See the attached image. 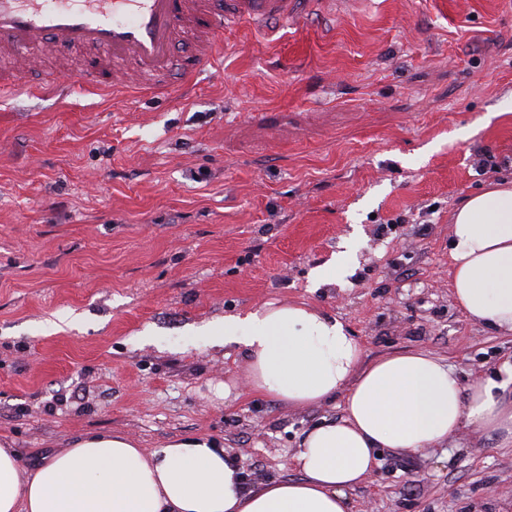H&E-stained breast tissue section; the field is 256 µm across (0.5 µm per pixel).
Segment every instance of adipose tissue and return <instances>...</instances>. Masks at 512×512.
<instances>
[{
	"instance_id": "1",
	"label": "adipose tissue",
	"mask_w": 512,
	"mask_h": 512,
	"mask_svg": "<svg viewBox=\"0 0 512 512\" xmlns=\"http://www.w3.org/2000/svg\"><path fill=\"white\" fill-rule=\"evenodd\" d=\"M454 298L473 322L512 333V182H494L451 216ZM212 345L242 346L248 385L288 407L344 394L343 414L306 431L296 480L245 485L223 445L206 437L147 453L126 434L82 437L24 469L0 444V512H350L347 493L380 449L413 453L473 429L512 447V362L462 385L424 350L364 363L344 323L300 302H268L211 324Z\"/></svg>"
}]
</instances>
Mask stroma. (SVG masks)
I'll list each match as a JSON object with an SVG mask.
<instances>
[{"mask_svg": "<svg viewBox=\"0 0 512 512\" xmlns=\"http://www.w3.org/2000/svg\"><path fill=\"white\" fill-rule=\"evenodd\" d=\"M512 180V0H366L224 52L168 95L0 99V441L24 466L91 433L223 442L248 485L298 478L344 400L250 390L215 319L339 317L366 361L412 349L463 384L512 359L450 287V217ZM355 238L335 282L314 270ZM350 512H512V448L469 430L383 450Z\"/></svg>", "mask_w": 512, "mask_h": 512, "instance_id": "obj_1", "label": "stroma"}]
</instances>
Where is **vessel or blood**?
Returning a JSON list of instances; mask_svg holds the SVG:
<instances>
[{"label": "vessel or blood", "mask_w": 512, "mask_h": 512, "mask_svg": "<svg viewBox=\"0 0 512 512\" xmlns=\"http://www.w3.org/2000/svg\"><path fill=\"white\" fill-rule=\"evenodd\" d=\"M324 0H0V96L32 94L27 75L39 52L60 46L85 54L63 94L127 90L165 94L173 51L185 39L197 49L185 65L193 77L224 48V31L241 24L297 23Z\"/></svg>", "instance_id": "vessel-or-blood-1"}]
</instances>
